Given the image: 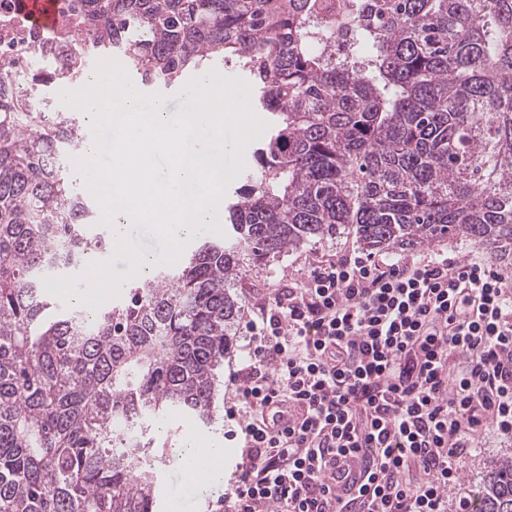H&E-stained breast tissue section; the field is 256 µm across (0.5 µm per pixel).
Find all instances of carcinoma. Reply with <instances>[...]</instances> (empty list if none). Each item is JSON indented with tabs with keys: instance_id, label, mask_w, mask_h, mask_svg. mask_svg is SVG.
Instances as JSON below:
<instances>
[{
	"instance_id": "obj_1",
	"label": "carcinoma",
	"mask_w": 512,
	"mask_h": 512,
	"mask_svg": "<svg viewBox=\"0 0 512 512\" xmlns=\"http://www.w3.org/2000/svg\"><path fill=\"white\" fill-rule=\"evenodd\" d=\"M325 0H62L34 40L0 46V512H158L155 421L215 423L247 273L315 237L369 250L457 236L512 259V0H343L350 53L318 43ZM119 54L136 83L178 86L233 61L267 112L254 167L225 195L224 241L135 280L116 303L60 307L42 278L108 248L74 191L83 87ZM473 512H512V456Z\"/></svg>"
}]
</instances>
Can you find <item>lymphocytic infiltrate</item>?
I'll list each match as a JSON object with an SVG mask.
<instances>
[{
	"mask_svg": "<svg viewBox=\"0 0 512 512\" xmlns=\"http://www.w3.org/2000/svg\"><path fill=\"white\" fill-rule=\"evenodd\" d=\"M243 335L234 512H445L476 434L512 436V286L486 263L321 260Z\"/></svg>",
	"mask_w": 512,
	"mask_h": 512,
	"instance_id": "1",
	"label": "lymphocytic infiltrate"
}]
</instances>
